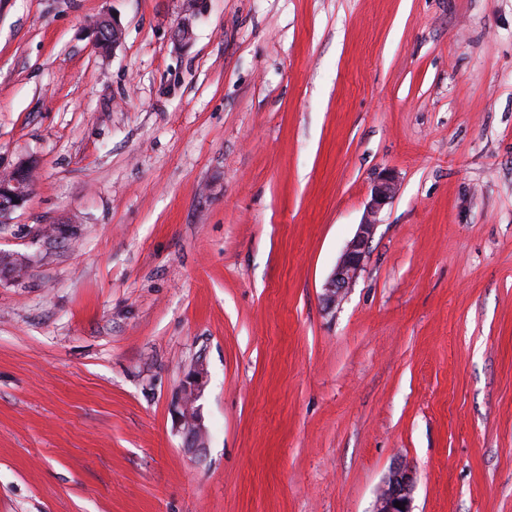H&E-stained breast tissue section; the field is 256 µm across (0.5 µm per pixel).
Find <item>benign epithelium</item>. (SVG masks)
Returning a JSON list of instances; mask_svg holds the SVG:
<instances>
[{
  "label": "benign epithelium",
  "mask_w": 512,
  "mask_h": 512,
  "mask_svg": "<svg viewBox=\"0 0 512 512\" xmlns=\"http://www.w3.org/2000/svg\"><path fill=\"white\" fill-rule=\"evenodd\" d=\"M202 3L203 0H182L183 17L173 31V40L181 48L188 46L192 40V20ZM35 169L33 161L24 160L9 173L0 176V197L9 200L6 210L0 211V222L7 220L14 210L28 200L31 194L30 179ZM396 193L397 185L390 175H382L374 183L357 232L347 243L333 272L323 285L322 301L326 308H335L345 297L363 265L374 228L380 223L379 216L392 202ZM204 375L203 364H197L187 375L172 403L174 421L184 436L185 450L193 455L205 448L207 439L201 408L197 405L203 391ZM414 487L412 469L403 463L393 465L376 498L374 512H412ZM397 502L401 503V507H395Z\"/></svg>",
  "instance_id": "1"
}]
</instances>
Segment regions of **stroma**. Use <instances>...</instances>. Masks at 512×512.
I'll return each mask as SVG.
<instances>
[{
    "label": "stroma",
    "instance_id": "stroma-1",
    "mask_svg": "<svg viewBox=\"0 0 512 512\" xmlns=\"http://www.w3.org/2000/svg\"><path fill=\"white\" fill-rule=\"evenodd\" d=\"M181 17L0 0V174L38 163L0 223V512H372L400 462L412 512H512V0ZM203 0H182V20L173 31V40L181 48L187 47L193 37L192 20L201 8ZM397 193V185L391 175H382L371 189V197L355 236L347 243L333 272L323 285L322 301L327 309L336 308L345 297L360 271L374 228L379 216ZM204 375V366L196 365L172 403L174 421L184 436L185 450L193 455L205 448L207 439L201 408L197 405L203 391Z\"/></svg>",
    "mask_w": 512,
    "mask_h": 512
}]
</instances>
